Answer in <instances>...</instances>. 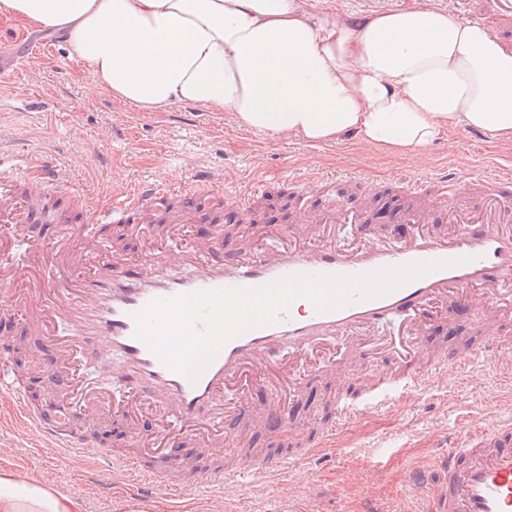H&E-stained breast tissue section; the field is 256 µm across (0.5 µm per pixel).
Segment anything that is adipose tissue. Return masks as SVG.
<instances>
[{
    "label": "adipose tissue",
    "instance_id": "obj_1",
    "mask_svg": "<svg viewBox=\"0 0 512 512\" xmlns=\"http://www.w3.org/2000/svg\"><path fill=\"white\" fill-rule=\"evenodd\" d=\"M61 30L94 90L193 104L235 128L411 161L458 130L512 146V50L434 0L356 19L310 0H0ZM0 512H81L55 480L0 468Z\"/></svg>",
    "mask_w": 512,
    "mask_h": 512
}]
</instances>
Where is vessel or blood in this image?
<instances>
[{"instance_id":"1","label":"vessel or blood","mask_w":512,"mask_h":512,"mask_svg":"<svg viewBox=\"0 0 512 512\" xmlns=\"http://www.w3.org/2000/svg\"><path fill=\"white\" fill-rule=\"evenodd\" d=\"M484 182L493 198L469 211L451 199L452 180H440L436 204L447 209L450 223L444 232L434 231L423 213L412 211L405 236L375 233L366 230L362 214L335 205L306 218L319 227L317 244L274 240L228 256L214 234L199 235L188 246L177 244L183 225L208 224L212 218L172 178L113 186L111 204L99 207L91 203L88 189L77 186L71 171L45 155L31 151L0 157V224L12 239L33 241V226L48 194H76L84 200L81 241L59 249L38 279H31L17 261L0 264V315L25 312L27 328L53 348L58 361L49 394L62 408L57 421L47 419L20 387L7 383L23 431L57 459L80 461L83 477L104 492L127 485L135 499L146 501L202 483L217 485L222 493L211 498L207 512H225L224 491L248 494L255 481L281 471L283 457L269 455L232 470L214 463L196 472L171 450L189 439L212 446V439L203 435L208 424L204 410H213L221 420L253 415L244 388L256 371L264 372L272 394L262 419L283 430L290 422L281 397L295 392L299 372L313 371L321 357L339 364L347 354L373 351L393 359L396 371L378 379L360 399L337 404V421H345L413 398L428 382L417 338L431 306L447 305L455 296L464 314L476 317L512 307V231L501 230L512 222V176L495 169ZM161 207L165 223L154 235L170 239L165 251L147 250L142 262L134 264L123 250L94 247L97 228L136 221ZM435 261L442 262V269L378 298L358 294L332 312L312 305L300 314L287 309L276 324L228 339L194 382L164 366L135 336V314L155 300L223 287L255 288L293 274H365ZM384 322L396 323V332L375 335L374 327ZM103 343L118 361L108 384L97 387L84 379L83 369ZM103 407L133 427L149 415L158 424L131 456L112 454L67 431L72 415L84 417ZM402 487L426 495L428 512H512V417L486 433L458 437L448 452L408 470Z\"/></svg>"}]
</instances>
